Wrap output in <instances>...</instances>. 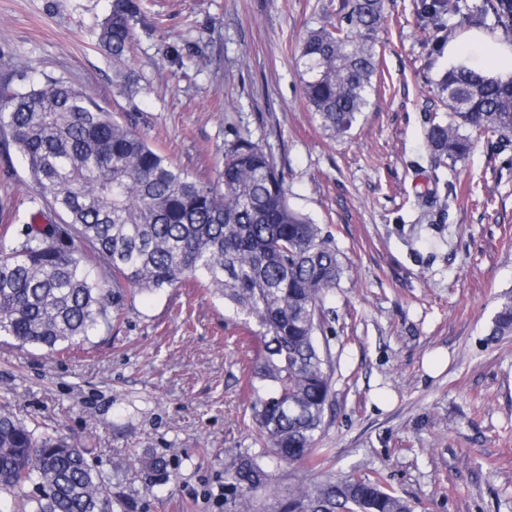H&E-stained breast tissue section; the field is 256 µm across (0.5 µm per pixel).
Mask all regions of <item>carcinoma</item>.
Returning a JSON list of instances; mask_svg holds the SVG:
<instances>
[{"instance_id":"obj_1","label":"carcinoma","mask_w":512,"mask_h":512,"mask_svg":"<svg viewBox=\"0 0 512 512\" xmlns=\"http://www.w3.org/2000/svg\"><path fill=\"white\" fill-rule=\"evenodd\" d=\"M424 37H450L459 0H421ZM384 0H352L349 23L310 32L297 63L309 109L344 138L378 90L374 40ZM145 0H112L99 45L119 63L135 45ZM464 21L512 33V0H481ZM447 110L426 128L437 165L465 158L473 135L512 141V78L464 63L436 83ZM0 142L14 146L38 188L30 222L0 232V337L54 353L121 318L125 301L190 282L224 299L257 341L243 353L258 454L224 463V512H412L379 481L300 479L279 494L275 468L321 464L332 359L320 344L328 296L346 275L331 235L288 201L274 157L242 135L204 180L174 163L132 124L62 78L19 75L0 97ZM512 335V291L500 295L489 336ZM0 410V492L28 485L31 512H130L85 449ZM145 489L170 481L161 456L124 467Z\"/></svg>"}]
</instances>
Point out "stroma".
<instances>
[{
	"instance_id": "35a3bbf8",
	"label": "stroma",
	"mask_w": 512,
	"mask_h": 512,
	"mask_svg": "<svg viewBox=\"0 0 512 512\" xmlns=\"http://www.w3.org/2000/svg\"><path fill=\"white\" fill-rule=\"evenodd\" d=\"M419 2L385 0L383 84L343 139L308 110L295 54L310 31L345 23L350 0H146L120 64L98 45L112 0H0V91L18 71L64 78L205 178L225 142L250 135L283 170L291 207L333 236L348 272L325 303L326 454L314 470L279 468L280 491L354 474L413 512H512V336L489 337L512 290V143L486 135L435 165V84L457 57L482 66L483 51L467 25L423 40ZM36 194L19 153L0 152V225L21 229ZM249 341L222 300L165 288L82 346L0 343V406L75 437L107 473L165 456L173 478L137 512H224V464L254 448Z\"/></svg>"
}]
</instances>
